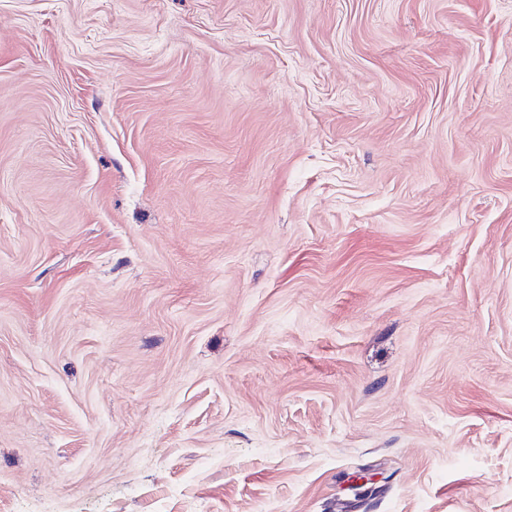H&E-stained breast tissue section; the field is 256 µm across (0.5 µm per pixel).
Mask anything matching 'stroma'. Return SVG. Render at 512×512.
I'll return each mask as SVG.
<instances>
[{"label": "stroma", "mask_w": 512, "mask_h": 512, "mask_svg": "<svg viewBox=\"0 0 512 512\" xmlns=\"http://www.w3.org/2000/svg\"><path fill=\"white\" fill-rule=\"evenodd\" d=\"M200 504L512 512V0H0V512Z\"/></svg>", "instance_id": "obj_1"}]
</instances>
